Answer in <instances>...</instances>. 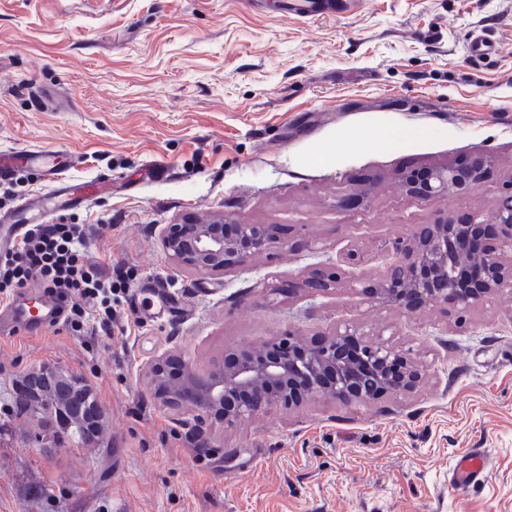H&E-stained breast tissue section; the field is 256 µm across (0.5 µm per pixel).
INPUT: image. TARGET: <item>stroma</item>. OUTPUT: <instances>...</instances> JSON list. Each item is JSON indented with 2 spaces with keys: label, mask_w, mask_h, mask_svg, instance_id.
Here are the masks:
<instances>
[{
  "label": "stroma",
  "mask_w": 512,
  "mask_h": 512,
  "mask_svg": "<svg viewBox=\"0 0 512 512\" xmlns=\"http://www.w3.org/2000/svg\"><path fill=\"white\" fill-rule=\"evenodd\" d=\"M475 32L495 44L478 60ZM389 128L413 135L391 147ZM47 147L74 153L71 178L112 180L57 216L88 225L90 255L114 271L112 330L0 339V512H512V294L460 317L362 292L385 275L386 242L489 213L512 184V0H357L318 18L282 0H0V149ZM478 153L494 168L467 199L402 188ZM224 218L290 239L223 272L169 259L168 225ZM325 269L337 288H303ZM139 288L163 289L174 315H134ZM344 324L410 350L424 383L217 423L207 448L148 386L146 362L174 347L203 373ZM43 366L92 386L95 444L41 447L15 390ZM467 448L491 469L454 492Z\"/></svg>",
  "instance_id": "1"
}]
</instances>
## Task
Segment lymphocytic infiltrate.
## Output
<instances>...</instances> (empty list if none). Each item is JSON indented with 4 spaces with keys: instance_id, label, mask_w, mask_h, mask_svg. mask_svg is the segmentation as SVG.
<instances>
[{
    "instance_id": "obj_1",
    "label": "lymphocytic infiltrate",
    "mask_w": 512,
    "mask_h": 512,
    "mask_svg": "<svg viewBox=\"0 0 512 512\" xmlns=\"http://www.w3.org/2000/svg\"><path fill=\"white\" fill-rule=\"evenodd\" d=\"M82 224H33L10 251L0 254V291L39 283L70 299L67 322L83 320L82 301L98 304L95 320L101 330L112 328V271L92 260Z\"/></svg>"
}]
</instances>
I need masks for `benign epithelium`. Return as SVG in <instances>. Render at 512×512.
<instances>
[{
	"mask_svg": "<svg viewBox=\"0 0 512 512\" xmlns=\"http://www.w3.org/2000/svg\"><path fill=\"white\" fill-rule=\"evenodd\" d=\"M494 165L486 154L464 165L448 164L410 176L404 187L422 199L454 195L468 198L489 177ZM275 224H172L163 246L177 265L199 272L222 271L247 263L277 241ZM512 253V187L486 217L473 216L458 224L442 217L416 226L411 237L385 246L381 258L384 280L371 292L393 306L449 304L463 311L478 299L512 290V263L500 255ZM333 272L304 280L314 294L335 287ZM157 397L166 405L193 413L189 430L196 445H210L214 421L235 427L274 404L300 405L317 394L343 403H366L415 390L422 369L411 353L384 343H369L360 329L338 328L315 342L278 336L259 351L233 352L206 373L197 372L178 353L169 350L147 366Z\"/></svg>",
	"mask_w": 512,
	"mask_h": 512,
	"instance_id": "7a95c632",
	"label": "benign epithelium"
}]
</instances>
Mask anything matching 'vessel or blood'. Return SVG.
Wrapping results in <instances>:
<instances>
[{"label":"vessel or blood","instance_id":"vessel-or-blood-1","mask_svg":"<svg viewBox=\"0 0 512 512\" xmlns=\"http://www.w3.org/2000/svg\"><path fill=\"white\" fill-rule=\"evenodd\" d=\"M353 0H294L291 12L312 16H333L348 9ZM74 157L63 148L0 150V176L23 168L40 169L48 182L47 193L37 196L17 211L0 215V253L14 248L24 228L44 223L55 211L89 207L100 196L102 183L69 177ZM66 315L64 302L45 288H23L7 302L0 303L1 336H39L61 324ZM488 459L484 449L469 448L456 459L449 484L465 490L485 479Z\"/></svg>","mask_w":512,"mask_h":512}]
</instances>
